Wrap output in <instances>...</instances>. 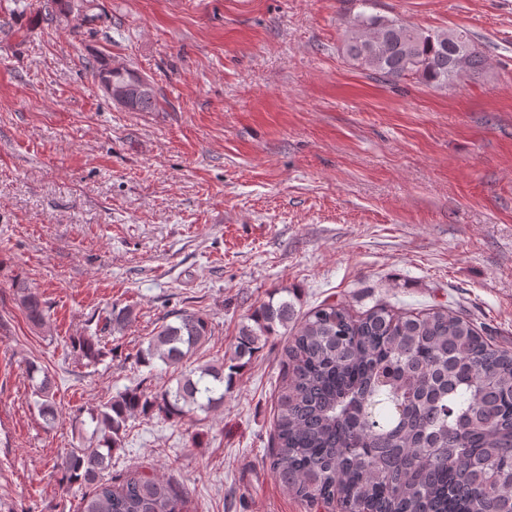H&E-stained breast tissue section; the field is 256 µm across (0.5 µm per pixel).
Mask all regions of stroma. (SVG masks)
Listing matches in <instances>:
<instances>
[{
  "label": "stroma",
  "instance_id": "35a3bbf8",
  "mask_svg": "<svg viewBox=\"0 0 512 512\" xmlns=\"http://www.w3.org/2000/svg\"><path fill=\"white\" fill-rule=\"evenodd\" d=\"M27 2L0 9V512H75L55 466L90 409L165 387L134 354L175 310L212 322L201 364L230 354L277 288L296 289L301 315L447 305L512 349V0H369L480 45L485 68L442 88L346 57L357 0H94L82 26ZM97 61L148 76L157 109L115 108ZM115 307L129 321L88 363L71 340ZM288 337L211 414L133 421L113 474L183 486L188 512H338L287 492L266 458ZM30 361L54 379L55 424L34 406ZM17 288L21 291V302L27 314V317L34 324H41L45 319V310L43 304L36 292L28 289L24 282H18Z\"/></svg>",
  "mask_w": 512,
  "mask_h": 512
}]
</instances>
